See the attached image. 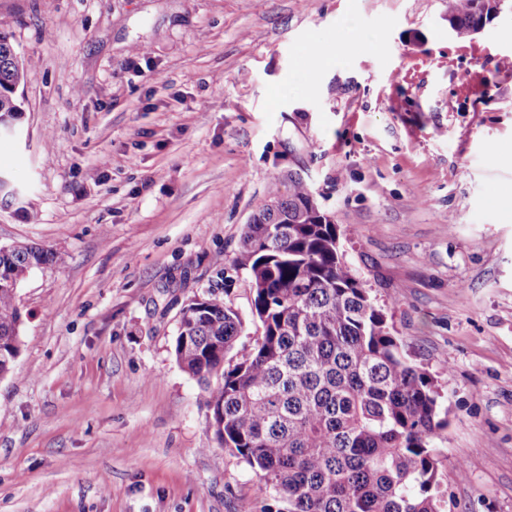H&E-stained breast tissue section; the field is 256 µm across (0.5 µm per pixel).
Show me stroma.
<instances>
[{"label":"stroma","mask_w":512,"mask_h":512,"mask_svg":"<svg viewBox=\"0 0 512 512\" xmlns=\"http://www.w3.org/2000/svg\"><path fill=\"white\" fill-rule=\"evenodd\" d=\"M0 0L35 73L6 174L59 262L17 291L0 512H278L173 355L271 190L303 177L443 381L451 512H512V0ZM51 146H44V138ZM481 0H453L449 7L448 21L460 39L471 37L476 25L490 18L489 10L482 9Z\"/></svg>","instance_id":"stroma-1"}]
</instances>
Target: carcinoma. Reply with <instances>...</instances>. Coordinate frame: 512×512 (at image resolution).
Here are the masks:
<instances>
[{
    "label": "carcinoma",
    "mask_w": 512,
    "mask_h": 512,
    "mask_svg": "<svg viewBox=\"0 0 512 512\" xmlns=\"http://www.w3.org/2000/svg\"><path fill=\"white\" fill-rule=\"evenodd\" d=\"M490 18L453 0L460 39ZM32 73L0 33V125L20 124L15 89ZM288 176L246 224L230 269L252 294L259 335L211 288L183 308L173 354L198 380L222 448L272 486L286 512H448L436 454L448 428L439 383L405 352L385 309L346 259L338 225ZM50 249L0 244V376L20 353L17 289Z\"/></svg>",
    "instance_id": "1"
}]
</instances>
